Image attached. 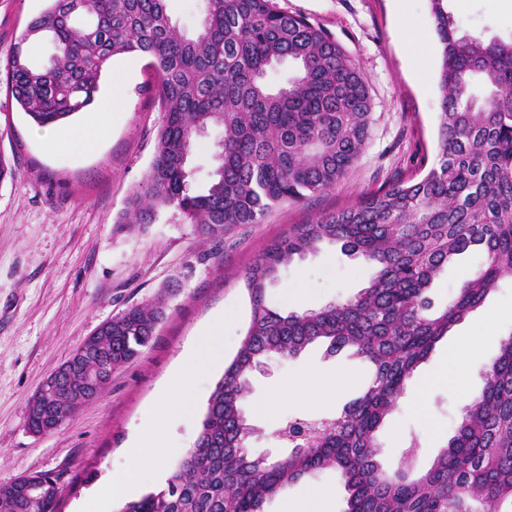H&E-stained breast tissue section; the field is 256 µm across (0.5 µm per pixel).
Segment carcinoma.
I'll use <instances>...</instances> for the list:
<instances>
[{
    "mask_svg": "<svg viewBox=\"0 0 512 512\" xmlns=\"http://www.w3.org/2000/svg\"><path fill=\"white\" fill-rule=\"evenodd\" d=\"M440 48L439 153L417 179H398L353 206L294 224L245 274L251 314L246 335L210 395L200 432L166 484L120 512H263L286 486L334 469L347 492L345 512H501L512 501V335L484 371L481 394L463 408L456 434L431 468L388 473L377 431L434 344L512 278V38L459 33L448 0H429ZM48 37L57 47L46 67L12 48L7 88L44 127L90 106L113 56L138 52L158 76L163 112L156 152L133 191L125 224H151L174 208L199 235L219 241L238 224H259L285 202H302L342 181L371 132L367 82L336 39L275 0H206L195 35L171 22L166 0H49L19 39ZM292 62L296 75L274 89L268 68ZM223 129L218 165L202 189L188 157L195 137ZM324 242L371 266L367 286L344 303L287 313L267 291L281 268ZM483 261L441 309L426 293L456 257ZM164 308L136 305L64 379L55 411L67 418L83 403L87 378L115 369L148 346ZM323 341L334 354L352 347L374 368L363 393L341 415L292 417L276 431L287 457L270 462L248 448L255 428L242 401L249 377L272 354L294 358ZM48 414L31 404L27 427ZM45 484L31 499L20 488ZM61 475L39 472L0 482V512H55Z\"/></svg>",
    "mask_w": 512,
    "mask_h": 512,
    "instance_id": "carcinoma-1",
    "label": "carcinoma"
}]
</instances>
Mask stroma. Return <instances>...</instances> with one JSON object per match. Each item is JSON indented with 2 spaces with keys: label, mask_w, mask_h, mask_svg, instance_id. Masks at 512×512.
<instances>
[{
  "label": "stroma",
  "mask_w": 512,
  "mask_h": 512,
  "mask_svg": "<svg viewBox=\"0 0 512 512\" xmlns=\"http://www.w3.org/2000/svg\"><path fill=\"white\" fill-rule=\"evenodd\" d=\"M280 9L330 33L363 72L373 102L370 139L356 166L336 187L273 208L258 224H242L213 242L171 208L151 224H123L133 189L154 158L162 114L150 90L157 81L146 56L112 58L100 80L124 90V110L98 148L75 155L49 148L40 126L21 110L0 80V158L12 169L0 181V482L35 472L61 474L57 512L110 487L128 469L125 450L144 418L156 415L181 450L198 435L207 399L224 374L175 382L185 349L216 318L224 320V355L245 335L250 306L245 274L295 224L354 205L364 194L429 170L438 148L439 45L429 0H276ZM48 0H0V69ZM461 33L512 35V0H465L453 6ZM427 70L428 81L418 73ZM372 270L324 244L284 267L268 300L303 312L343 302L366 287ZM163 299L165 315L149 345L116 369L100 397L56 431L36 435L26 419L44 381L97 327L127 308ZM481 324L497 333L472 340ZM512 336V280L503 279L483 304L443 337L420 363L395 410L377 433L380 463L395 471L411 462L427 470L454 435L465 394H479L484 371ZM461 370L448 377V354ZM371 375L362 359L325 355L318 345L297 357L272 356L250 377L243 408L257 427L253 454L275 461L288 453L274 435L289 418L340 414ZM304 379L331 385L315 399L272 398L275 387ZM335 491L332 512H344L339 474L326 469L288 485L264 512H286L310 487Z\"/></svg>",
  "instance_id": "obj_1"
}]
</instances>
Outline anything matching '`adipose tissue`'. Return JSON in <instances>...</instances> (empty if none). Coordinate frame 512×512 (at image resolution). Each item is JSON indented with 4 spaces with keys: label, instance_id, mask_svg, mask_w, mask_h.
Here are the masks:
<instances>
[{
    "label": "adipose tissue",
    "instance_id": "adipose-tissue-1",
    "mask_svg": "<svg viewBox=\"0 0 512 512\" xmlns=\"http://www.w3.org/2000/svg\"><path fill=\"white\" fill-rule=\"evenodd\" d=\"M120 90L110 91L76 125L44 131L43 138L53 149L82 154L92 150L107 132L122 107ZM224 356V323L215 321L203 328L191 347L184 354L185 367L207 373L212 365Z\"/></svg>",
    "mask_w": 512,
    "mask_h": 512
}]
</instances>
